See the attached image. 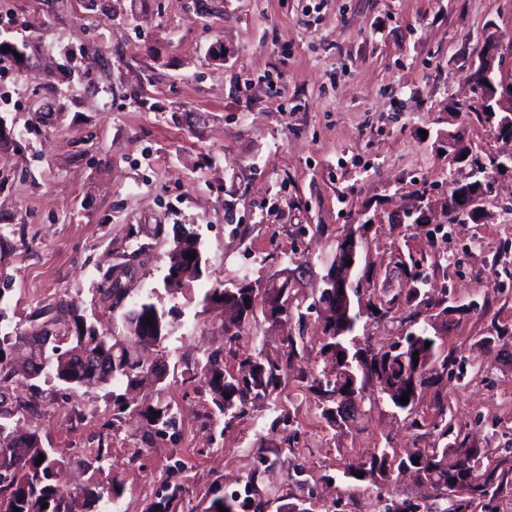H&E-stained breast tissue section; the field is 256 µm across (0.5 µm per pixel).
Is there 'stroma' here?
Here are the masks:
<instances>
[{
    "instance_id": "stroma-1",
    "label": "stroma",
    "mask_w": 512,
    "mask_h": 512,
    "mask_svg": "<svg viewBox=\"0 0 512 512\" xmlns=\"http://www.w3.org/2000/svg\"><path fill=\"white\" fill-rule=\"evenodd\" d=\"M0 38L22 51L0 66V336L67 303L125 335L123 308L99 292L123 267L130 301L168 312L150 354L158 374L131 393L178 405L175 434L126 411L121 385L18 376L5 388L0 412L64 462L69 484L117 482L121 512H146L177 484L182 512H202L262 468L265 512L294 497L313 512H381L389 499L398 512L467 500L469 512H512V277L487 268L499 252L512 264V171L495 175L481 223L445 216L449 180L466 175L449 136L512 152L472 116L485 48L512 69V0H0ZM352 228L388 288L400 286L395 250L434 245L451 266L432 283L489 303L449 319L441 339L465 379L433 374L416 432L384 402L350 431L329 429L294 376L217 421L196 372L205 355L223 349L232 370L258 350L274 359L288 329L260 320L225 344L224 309L205 293L243 279L261 288L298 263L291 296L310 304ZM187 232L206 269L172 292L168 254ZM441 401L480 448L492 496L450 498L408 473L386 488L344 478L375 446L436 445Z\"/></svg>"
}]
</instances>
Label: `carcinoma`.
Instances as JSON below:
<instances>
[{
  "label": "carcinoma",
  "instance_id": "obj_1",
  "mask_svg": "<svg viewBox=\"0 0 512 512\" xmlns=\"http://www.w3.org/2000/svg\"><path fill=\"white\" fill-rule=\"evenodd\" d=\"M475 120L502 138L512 139V125L500 123L501 117L495 112L478 111ZM474 192V185L467 179H452L448 183V208L472 219L463 207L466 197ZM190 252H201L200 243L193 238L181 244L177 243L168 254L169 268L183 269L187 281L200 277L189 267L186 261ZM395 271L407 287L388 295L384 292L372 293V298L363 308L350 307L337 319L326 321L323 342L319 354L342 358L353 366L358 382L360 402H365L374 391H379L395 408L407 409L408 427L417 431L424 424L416 417L414 406H406L398 399L404 395L414 398L415 387L425 384L429 375L448 371L455 360L444 354L437 337L426 327V322L416 321L421 311L430 307H443L448 310V287L433 294L430 282L418 278L410 251L398 250ZM276 278L272 277L265 285L263 300L268 303L264 320L273 324L277 321ZM104 298L112 299V306L119 305L128 294V288L110 279L103 290ZM222 298L226 320L234 332H225L228 340L236 339L245 325L255 318L252 305L254 286L243 279L232 286H217L210 289L204 301L214 302ZM313 305H296L286 314V318H296L298 334H288L283 340V355L279 364L265 360L259 354H250L239 362V370L232 373L224 368V350L217 349L209 353L200 366V373L210 386L212 404L216 413L227 421L241 416L244 407L251 400L266 399L281 389L288 371L298 369L300 381L305 383L307 392L313 397L315 406L321 411V417L327 423L335 421L326 411L328 398L336 393V378L327 372H315L300 365L304 359V327ZM402 315L411 330L403 340L392 344L388 350L374 351L371 348L357 347L359 327L362 318L382 322ZM153 324H146V318ZM129 333L126 341L97 338L96 330L78 308L72 305L59 307L42 324L30 325V328L14 336L0 338V383H7L17 376L10 367L9 358L14 351H24L29 371L24 374L28 379H37L41 375L53 378L58 383L79 388L91 382L108 384L126 382L131 384L143 373L152 371L148 352L166 339V315L159 310L150 298L145 297L134 303L124 313ZM31 336H54L63 340V344L43 348L29 341ZM418 359H413V356ZM179 407L170 403L147 405L141 414L154 426L155 432L163 434L173 425L175 413ZM447 409L438 407L437 419L432 429L437 431L438 448H417L400 458L387 448H375L369 453V470H389L400 472L408 466L418 464L423 480L435 489L452 492L458 488H467L472 499L461 502L454 512H467L472 500L489 495L490 485L478 482L477 466L480 463V451L468 444L467 437L454 430L446 420ZM44 455L42 463H37L39 455ZM64 462L49 457L42 448L39 437L30 433L24 436L14 434L6 423L0 422V512H75V499L83 496L96 505L104 500L114 502L119 497L115 485L106 488L90 487L79 492L72 490L63 479ZM232 501V508L240 512L249 506L250 500H237L235 495L215 497L204 512H219ZM47 508H42V505Z\"/></svg>",
  "mask_w": 512,
  "mask_h": 512
}]
</instances>
